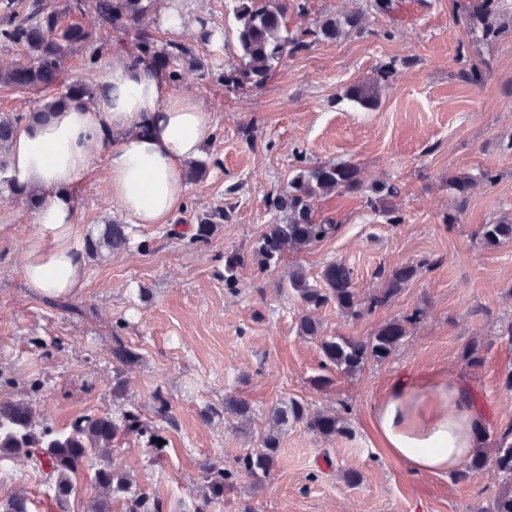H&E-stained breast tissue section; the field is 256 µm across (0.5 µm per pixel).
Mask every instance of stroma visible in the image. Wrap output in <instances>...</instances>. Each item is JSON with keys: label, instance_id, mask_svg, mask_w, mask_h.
I'll return each instance as SVG.
<instances>
[{"label": "stroma", "instance_id": "stroma-1", "mask_svg": "<svg viewBox=\"0 0 512 512\" xmlns=\"http://www.w3.org/2000/svg\"><path fill=\"white\" fill-rule=\"evenodd\" d=\"M469 0H394L391 11L365 0H311L308 14H289L288 26H314L324 15L366 8L365 34L320 40L289 59L263 86L223 87L186 73L175 91L195 97L214 122L204 149L207 177L190 183L180 216L232 207V218L207 243L189 245L165 228H134L127 250L88 259L87 280L77 303L81 314L53 307L34 295L22 276L24 253L36 234L35 211L24 198L0 187V372L16 378L0 397L35 403L48 422L65 428L79 415L140 408L150 415L154 392L170 400L177 425L168 429L167 453L150 463L142 441L128 438L115 456L166 504L169 512H193L203 459L231 465L256 447L278 403L300 400L310 408L341 411L349 438L326 440L301 424L282 435L266 484L253 490L241 481L211 504L209 512H476L500 487L493 470L463 481L451 475L416 474L382 448L370 409L401 375L451 368L470 387L482 417L481 431L499 435L512 426V391L503 380L512 370V342L501 331L512 323V243L485 247L482 225L512 212V33L483 40L459 18ZM183 19L169 31L162 16L152 28L161 38L195 44L197 18L215 31L196 53L212 69H229L233 49L224 0H164ZM400 60L380 86L376 108L345 99L351 86ZM482 63L475 85L460 72ZM312 163L351 161L364 185L384 180L401 190V223L387 224L360 193L323 197L319 217L334 220V238L296 255L309 277L329 260L344 261L360 293L381 285L378 269L429 260L387 308L351 321L336 308L318 314L326 334L363 338L386 322L422 308L398 352L362 373H332L323 388L317 342L298 335L301 306L279 289L281 270L246 267L239 288L224 286V257L249 250L274 214L266 198L286 187L296 152ZM486 170L464 212L447 188L450 178ZM105 156L81 179L78 222L83 235L97 234L116 218L107 186ZM139 359L128 370L124 397L112 396V338ZM479 341L480 366L461 358ZM40 383L29 390L27 379ZM247 400L249 421L208 416L225 395ZM348 470L361 479L350 484ZM42 469L25 458L0 464V497L18 486L40 490Z\"/></svg>", "mask_w": 512, "mask_h": 512}]
</instances>
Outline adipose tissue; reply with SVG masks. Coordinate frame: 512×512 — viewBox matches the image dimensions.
<instances>
[{
	"instance_id": "1",
	"label": "adipose tissue",
	"mask_w": 512,
	"mask_h": 512,
	"mask_svg": "<svg viewBox=\"0 0 512 512\" xmlns=\"http://www.w3.org/2000/svg\"><path fill=\"white\" fill-rule=\"evenodd\" d=\"M110 87L93 104L71 100L43 122L21 123L4 173L11 186L42 200L23 276L44 298L71 299L86 285L84 238L73 189L98 153H105L108 190L130 225H169L187 191L185 172L210 143L209 112L172 91L168 72L149 57L130 64L114 53ZM389 454L416 474L441 475L467 462L482 418L470 386L450 370L404 375L390 383L370 412Z\"/></svg>"
}]
</instances>
